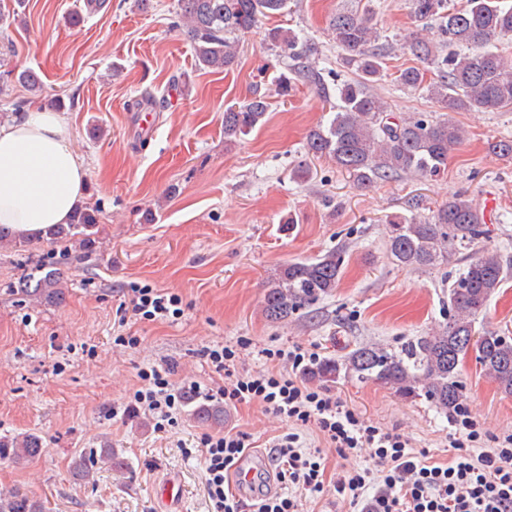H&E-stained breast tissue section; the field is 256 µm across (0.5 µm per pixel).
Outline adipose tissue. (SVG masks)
<instances>
[{"mask_svg":"<svg viewBox=\"0 0 512 512\" xmlns=\"http://www.w3.org/2000/svg\"><path fill=\"white\" fill-rule=\"evenodd\" d=\"M87 172L59 113L34 107L0 122V225L40 235L68 223Z\"/></svg>","mask_w":512,"mask_h":512,"instance_id":"adipose-tissue-1","label":"adipose tissue"}]
</instances>
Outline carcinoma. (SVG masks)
<instances>
[{"instance_id": "obj_1", "label": "carcinoma", "mask_w": 512, "mask_h": 512, "mask_svg": "<svg viewBox=\"0 0 512 512\" xmlns=\"http://www.w3.org/2000/svg\"><path fill=\"white\" fill-rule=\"evenodd\" d=\"M289 0H178L177 22L187 29L198 65L211 70L233 68L237 38L245 36L262 17L285 12ZM420 20L435 19L433 35L417 34L409 49L415 66L398 69L395 82L403 89L427 94L445 112L495 111L512 107V58L497 41L512 35V5L503 0H466L459 10L448 0H410ZM343 63L355 77L336 84V105L328 124L311 130L307 152L330 159L362 187L400 175L435 176L448 168V157L464 141L462 129L452 117L401 116L370 90L382 76L386 57L377 44L379 35L369 13L340 11L332 18ZM267 40L295 61L291 74L276 79V92L288 96L294 80L321 88L324 77L316 63L303 64L312 49L288 29L268 30ZM269 102L255 95L241 105L224 110V141L234 142L264 123ZM95 212L80 206L70 223L59 224L49 237L61 241L75 236L91 242ZM484 212L464 192L430 216L394 215L387 220V249L404 267L422 268L451 259L459 250L475 246L486 234ZM344 254L328 251L315 260L292 261L282 266L266 285L262 312L274 322L330 295L338 285ZM512 260L492 248H484L448 286V323L431 336H420L400 350L372 344L354 349L344 358L323 359L309 366L307 374L319 381L343 375L387 386L405 398L424 397L444 413L459 409L460 364L473 351L484 374L498 388L512 394V336L496 330H475L478 317L509 276ZM27 297L52 302L63 296L54 263L43 262L21 289ZM191 418L202 425L224 423V404L191 402ZM44 451L35 434L0 437V460L32 462ZM121 473L126 461L109 445L100 455L82 454L72 462L76 480H94L97 465ZM0 512H43L40 501L25 492L0 493Z\"/></svg>"}]
</instances>
